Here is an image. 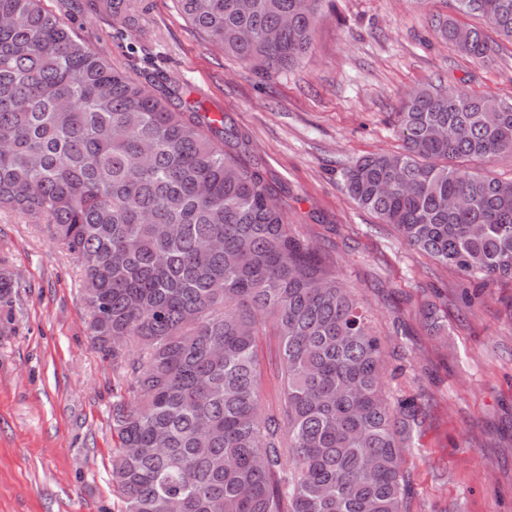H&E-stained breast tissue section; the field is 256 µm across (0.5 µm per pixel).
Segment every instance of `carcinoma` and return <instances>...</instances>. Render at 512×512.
I'll return each mask as SVG.
<instances>
[{
    "instance_id": "obj_1",
    "label": "carcinoma",
    "mask_w": 512,
    "mask_h": 512,
    "mask_svg": "<svg viewBox=\"0 0 512 512\" xmlns=\"http://www.w3.org/2000/svg\"><path fill=\"white\" fill-rule=\"evenodd\" d=\"M126 29L134 0H86ZM323 0H176L209 43L262 79L313 49ZM512 41V0H456ZM441 35L484 59L486 35ZM395 153L340 171L360 209L411 247L512 278V183L465 167L512 155V101L423 87L394 113ZM248 137L163 81L112 67L43 0H0V208L44 224L83 273L112 404L125 512H408L405 453L423 423L384 394L387 344L336 262L296 234ZM18 283L0 269V306ZM279 336L265 406L257 336Z\"/></svg>"
}]
</instances>
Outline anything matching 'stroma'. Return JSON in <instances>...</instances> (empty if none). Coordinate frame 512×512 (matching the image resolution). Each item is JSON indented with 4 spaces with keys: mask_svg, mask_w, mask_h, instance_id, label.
Instances as JSON below:
<instances>
[{
    "mask_svg": "<svg viewBox=\"0 0 512 512\" xmlns=\"http://www.w3.org/2000/svg\"><path fill=\"white\" fill-rule=\"evenodd\" d=\"M142 4L133 33L82 0H45L113 66L136 79L161 71L245 133L293 229L374 308L390 345L388 393L419 395L425 408L406 457L410 512H512V279L413 250L340 180L354 159L400 149L390 115L418 88L511 100L512 43L492 32L490 59L461 56L438 32L448 19L473 24L455 0H324L311 54L262 80L174 0ZM0 256L19 283L12 309L0 308V512H122L111 478L117 377L90 336L81 272L43 228L1 210ZM430 304L445 337L427 333Z\"/></svg>",
    "mask_w": 512,
    "mask_h": 512,
    "instance_id": "1",
    "label": "stroma"
}]
</instances>
